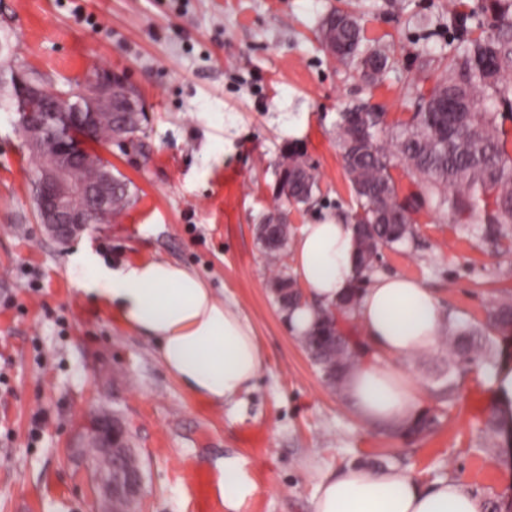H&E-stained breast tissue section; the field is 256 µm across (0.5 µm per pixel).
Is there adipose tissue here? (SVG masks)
Segmentation results:
<instances>
[{
	"label": "adipose tissue",
	"mask_w": 512,
	"mask_h": 512,
	"mask_svg": "<svg viewBox=\"0 0 512 512\" xmlns=\"http://www.w3.org/2000/svg\"><path fill=\"white\" fill-rule=\"evenodd\" d=\"M293 272L306 301L287 315L294 335L307 332L321 307L334 305L356 276L350 225L327 216L304 225L292 246ZM79 292L107 306L120 323L158 346L168 374L213 405L233 401L254 383L263 362L240 312L183 265L149 259L111 267L91 249L70 258ZM370 361L348 376L346 392L361 422L393 427L416 412L418 389L398 359L438 347L444 312L417 278L371 276L355 313ZM457 479L421 484L397 469L343 467L321 480L311 512H482Z\"/></svg>",
	"instance_id": "obj_1"
}]
</instances>
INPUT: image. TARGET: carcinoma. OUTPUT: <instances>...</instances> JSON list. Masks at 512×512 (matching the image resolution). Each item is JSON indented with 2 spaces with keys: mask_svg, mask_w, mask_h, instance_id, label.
Wrapping results in <instances>:
<instances>
[{
  "mask_svg": "<svg viewBox=\"0 0 512 512\" xmlns=\"http://www.w3.org/2000/svg\"><path fill=\"white\" fill-rule=\"evenodd\" d=\"M466 19L470 30L456 39L448 55L436 60L441 71L429 88L413 92L414 111L404 122L389 125L385 113L364 101L346 106L336 118V140L353 198L349 223L353 226L357 277L347 294L335 305L320 310L315 329L301 338L302 346L325 383L341 394L354 368L370 353L368 344L347 336L340 328L343 318L354 315L370 274L376 272L386 250L414 244L418 237L413 215L422 208L447 212L462 221L471 238L496 250L512 246V154L507 151L512 133L505 123L512 119V0H471ZM321 41L336 39L339 51L333 59L349 66L371 83L382 80L390 59L380 47L366 42L358 19L334 10L321 22ZM11 66H0V110L20 114L15 81L5 86L3 75ZM444 100L461 105L459 112H439ZM117 114H99L91 141L111 140ZM124 135L132 147L145 135V118L131 121ZM416 180L418 191L399 193L392 174V158ZM108 164L94 153L82 168L84 180H96ZM278 181L296 183L286 201L311 204L319 192L316 175L296 153L282 156ZM133 202L129 182L116 176L110 213L116 217ZM269 264L281 265L288 238L263 242ZM512 329V295L507 294L487 311L485 321L445 319L442 337L448 355V380L437 391L442 402L457 395V380L472 370L492 373L500 350L496 332ZM437 417L418 413L390 428V432L418 438L432 432ZM512 427V407L493 406L486 429L497 436ZM96 470L140 473L137 453L109 458L99 452Z\"/></svg>",
  "mask_w": 512,
  "mask_h": 512,
  "instance_id": "cac0c4a2",
  "label": "carcinoma"
}]
</instances>
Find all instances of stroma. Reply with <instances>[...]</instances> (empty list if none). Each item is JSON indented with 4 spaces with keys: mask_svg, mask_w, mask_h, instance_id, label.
Segmentation results:
<instances>
[{
    "mask_svg": "<svg viewBox=\"0 0 512 512\" xmlns=\"http://www.w3.org/2000/svg\"><path fill=\"white\" fill-rule=\"evenodd\" d=\"M392 2L0 0V42L46 89L109 69L148 109L142 150L96 147L135 203L66 245L37 219L27 148L15 114L0 110V512H96L81 434L100 408L119 415L141 456L142 512H224L217 484L228 460L257 488L242 512H310L323 477L374 462L427 484L457 478L512 512V442L483 431L491 380L467 376L459 399L438 403L448 357L413 353L402 364L437 428L410 441L364 425L293 335L257 237L281 205L283 154H302L320 187L314 204L290 207V236L346 217L338 112L363 100L403 120L413 85L435 82L420 62L448 50V0ZM335 8L357 15L366 39L393 58L383 84L323 49L318 28ZM416 219L420 247L385 252L382 273L418 278L445 309L483 319L512 291V253L461 237L446 213ZM83 246L112 267L161 258L207 281L254 331L263 364L253 386L224 406L190 394L153 341L77 290L68 257Z\"/></svg>",
    "mask_w": 512,
    "mask_h": 512,
    "instance_id": "1",
    "label": "stroma"
}]
</instances>
